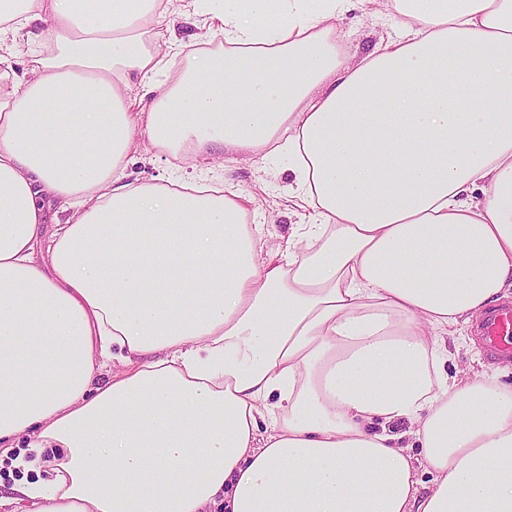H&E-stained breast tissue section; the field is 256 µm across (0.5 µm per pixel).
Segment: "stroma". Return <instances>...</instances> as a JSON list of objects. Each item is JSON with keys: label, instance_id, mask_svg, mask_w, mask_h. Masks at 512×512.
Wrapping results in <instances>:
<instances>
[{"label": "stroma", "instance_id": "stroma-1", "mask_svg": "<svg viewBox=\"0 0 512 512\" xmlns=\"http://www.w3.org/2000/svg\"><path fill=\"white\" fill-rule=\"evenodd\" d=\"M179 15L175 29L158 24L157 38L151 46L170 57L167 69L158 73L156 84H169L182 62L201 48L217 49L224 45L222 31L211 27L205 17L194 11L191 0H175ZM343 35L351 62L357 63L379 44L402 38L406 19L391 5L353 11L336 21ZM124 180L133 185L166 184L175 179L207 178L209 184L228 194H237L246 207L251 223L262 225L266 249H287L289 227L309 224L312 210L294 207L290 195L295 176L284 155L268 159L242 158L225 161L220 153H198L188 149L172 157L148 141H140L122 162Z\"/></svg>", "mask_w": 512, "mask_h": 512}]
</instances>
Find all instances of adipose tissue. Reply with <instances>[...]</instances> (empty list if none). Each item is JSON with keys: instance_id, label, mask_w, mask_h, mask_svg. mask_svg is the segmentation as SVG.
I'll return each instance as SVG.
<instances>
[{"instance_id": "adipose-tissue-1", "label": "adipose tissue", "mask_w": 512, "mask_h": 512, "mask_svg": "<svg viewBox=\"0 0 512 512\" xmlns=\"http://www.w3.org/2000/svg\"><path fill=\"white\" fill-rule=\"evenodd\" d=\"M374 2L193 0L223 54L135 114L167 0H0V449L46 468L0 512H512V386L445 369L512 291V0H390L413 37L350 65ZM138 130L288 154L313 223L268 253L235 196L124 183ZM41 30V37L32 43L29 47L25 46L23 51L16 55L13 60V68L19 74L28 70L30 56L34 53H48L52 48L54 42V32L49 23H39Z\"/></svg>"}]
</instances>
